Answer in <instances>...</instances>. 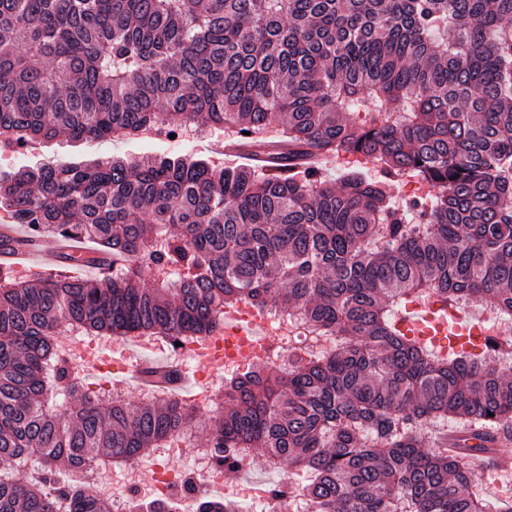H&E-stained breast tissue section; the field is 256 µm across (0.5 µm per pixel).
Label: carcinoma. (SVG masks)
Instances as JSON below:
<instances>
[{"instance_id": "obj_1", "label": "carcinoma", "mask_w": 512, "mask_h": 512, "mask_svg": "<svg viewBox=\"0 0 512 512\" xmlns=\"http://www.w3.org/2000/svg\"><path fill=\"white\" fill-rule=\"evenodd\" d=\"M277 129L285 168L185 157L56 162L0 178L35 238L112 254L93 279L0 275V512H111L63 471L134 463L183 435L309 474L308 512H487L427 424L482 453L512 441V339L489 362L403 334L426 294L512 318V0H0V131L99 140L145 127ZM360 170L322 176L324 154ZM435 194L396 206L395 177ZM150 272L153 287H141ZM248 302L336 337L328 353L231 378L222 413L85 397L64 324L115 338L212 335ZM200 512H239L232 499Z\"/></svg>"}]
</instances>
